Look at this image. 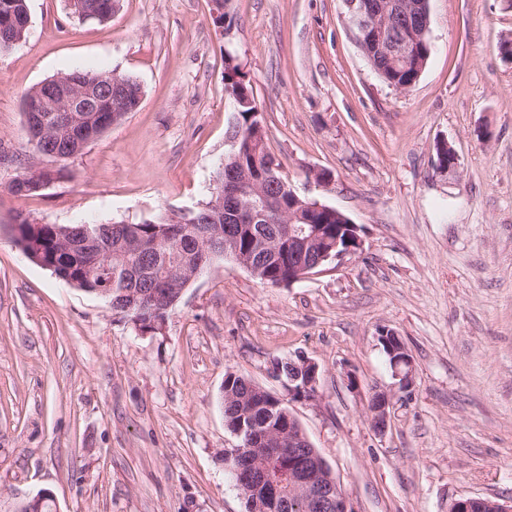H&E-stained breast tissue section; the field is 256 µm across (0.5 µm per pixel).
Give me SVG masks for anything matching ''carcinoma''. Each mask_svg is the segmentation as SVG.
<instances>
[{
  "mask_svg": "<svg viewBox=\"0 0 512 512\" xmlns=\"http://www.w3.org/2000/svg\"><path fill=\"white\" fill-rule=\"evenodd\" d=\"M85 18L104 22L112 17L116 0H85ZM394 5L401 10H411V25L418 34V41L411 52L397 60L380 54L373 43L367 44L376 73L388 85L403 88L414 85L431 54V42L424 30L430 27V13L423 0H395L393 3L372 0V6ZM30 17L27 0H0V49L9 48L21 41ZM107 76L122 87V95H101L95 100V112L78 116L74 131L95 125L93 114L134 111L140 102L141 87L131 77L114 72L68 71L58 77L81 85L94 83ZM224 91L234 102L237 122L232 135L239 138L234 160L224 163L216 180L230 182L248 173L254 179L267 182L264 196L231 197L224 206L223 216L217 218L203 202L187 215L173 220L167 214H158L151 220L138 223L108 222L91 224L93 245L70 251L61 249L58 237L65 234L67 226L44 224L35 243L44 260L56 265L54 274L82 279L80 288L97 293L100 288L112 289V298L118 305L112 313L130 322L142 333L153 330L149 318L138 312L136 302L151 288L168 284L169 280L195 269L202 260V245L211 235L213 225H220L223 238L260 270L266 282H288L294 266L314 260L302 251L288 248L286 224L276 219L274 211L288 206V192L282 187H272L270 177L280 178L275 160L267 150V131L261 117L253 89L236 58L224 59ZM43 89L35 86L25 95V114L41 115L44 106ZM312 224H322L326 229H336L344 220L334 211L303 212ZM224 419L235 431L241 426L264 431L277 424L269 406L276 401L272 394H258L251 390L243 375L230 374L224 380Z\"/></svg>",
  "mask_w": 512,
  "mask_h": 512,
  "instance_id": "1",
  "label": "carcinoma"
}]
</instances>
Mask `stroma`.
I'll return each mask as SVG.
<instances>
[{
  "mask_svg": "<svg viewBox=\"0 0 512 512\" xmlns=\"http://www.w3.org/2000/svg\"><path fill=\"white\" fill-rule=\"evenodd\" d=\"M0 51V512L47 489L54 512H244L220 453L224 378L274 393V360L304 354L318 395L290 405L355 512H448L512 501V0H429L430 58L384 83L344 0H119L83 21L29 0ZM250 80L282 177L345 213L363 251L301 281L259 283L229 258L192 279L162 330L27 258L9 226L138 223L206 201L236 115L224 57ZM113 71L138 107L31 196L10 185L32 146L24 95L58 73ZM448 141L456 174L436 167ZM331 175L328 185L310 171ZM412 356L399 389L378 336ZM391 394L385 431L367 406ZM512 502L509 505L491 498L463 497L452 503L448 512H511Z\"/></svg>",
  "mask_w": 512,
  "mask_h": 512,
  "instance_id": "1",
  "label": "stroma"
}]
</instances>
